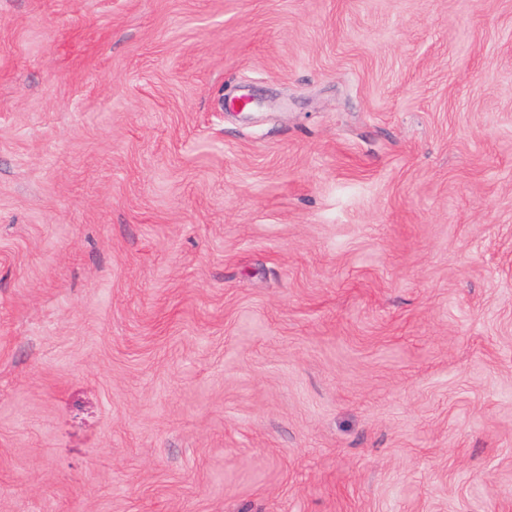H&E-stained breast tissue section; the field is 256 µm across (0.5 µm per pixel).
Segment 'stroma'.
<instances>
[{
    "label": "stroma",
    "mask_w": 512,
    "mask_h": 512,
    "mask_svg": "<svg viewBox=\"0 0 512 512\" xmlns=\"http://www.w3.org/2000/svg\"><path fill=\"white\" fill-rule=\"evenodd\" d=\"M0 512H512V0H0Z\"/></svg>",
    "instance_id": "obj_1"
}]
</instances>
